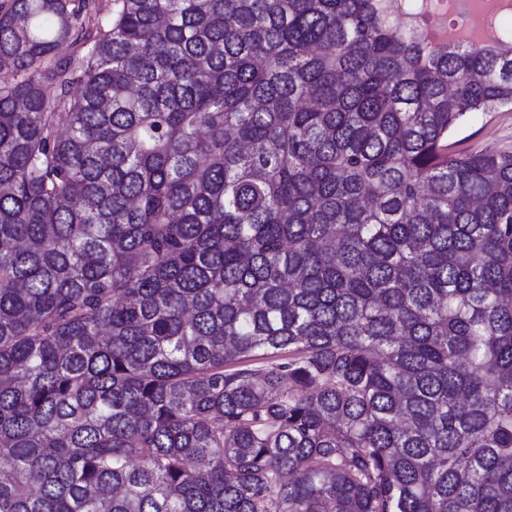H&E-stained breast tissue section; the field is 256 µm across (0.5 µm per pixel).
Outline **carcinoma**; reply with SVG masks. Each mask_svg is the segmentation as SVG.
Here are the masks:
<instances>
[{"label":"carcinoma","mask_w":512,"mask_h":512,"mask_svg":"<svg viewBox=\"0 0 512 512\" xmlns=\"http://www.w3.org/2000/svg\"><path fill=\"white\" fill-rule=\"evenodd\" d=\"M434 4L0 0V512H512V29ZM464 1H475V2L485 1L486 8L481 14L474 16L467 25H465L461 28H456L453 32L471 33L474 35L475 39L485 40L489 37L487 26H486V17L488 15V13L494 9H497L501 5H505V4L510 5L512 0L511 1L464 0ZM464 1H461V3H463ZM463 4H464V8L462 9L461 12H459L456 15V17H457L456 26L465 24V22L469 19V12H468L467 5L465 3H463ZM451 151L494 149L512 151V109L475 113L463 126L448 137Z\"/></svg>","instance_id":"obj_1"}]
</instances>
